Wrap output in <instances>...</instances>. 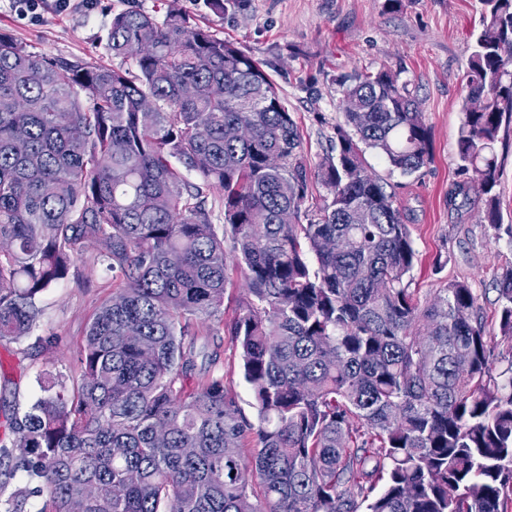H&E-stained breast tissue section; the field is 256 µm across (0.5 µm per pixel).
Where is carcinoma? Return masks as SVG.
I'll return each instance as SVG.
<instances>
[{"instance_id":"obj_1","label":"carcinoma","mask_w":512,"mask_h":512,"mask_svg":"<svg viewBox=\"0 0 512 512\" xmlns=\"http://www.w3.org/2000/svg\"><path fill=\"white\" fill-rule=\"evenodd\" d=\"M480 2L457 142L472 178L454 195L484 196L498 230L512 60L496 48L512 0ZM132 41L146 53L131 60ZM107 50L133 68L40 57L0 33V342L39 327L42 294L86 243L112 271L73 375L42 373L0 446L46 489L41 512H504L512 356L491 358L468 283L415 298L409 227L365 167L368 149L403 175L430 159L399 73L336 76L362 111L313 167L268 65L181 12L115 14ZM228 125L248 137L225 139ZM315 184L326 195L310 206ZM227 240L248 293L226 322ZM497 290L512 341V270ZM199 319L237 344L255 419L224 374L187 384Z\"/></svg>"}]
</instances>
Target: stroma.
Instances as JSON below:
<instances>
[{
	"label": "stroma",
	"mask_w": 512,
	"mask_h": 512,
	"mask_svg": "<svg viewBox=\"0 0 512 512\" xmlns=\"http://www.w3.org/2000/svg\"><path fill=\"white\" fill-rule=\"evenodd\" d=\"M136 9L164 18L176 9L198 26L236 42L268 72L300 128L310 164L331 151L336 125L344 123L338 74L370 71L380 64L400 70L417 98L429 127L432 157L410 176L391 170L385 159L367 153L368 171L387 182L410 227L417 253L409 286L429 300L448 281L474 289L494 356L512 352L498 334L499 302L495 284L512 269V132L497 146L501 163L495 193L502 230L482 220L479 198L461 202L452 194L467 181L457 160L465 75L473 51L472 32L480 27V0H404L390 10L386 0H226L223 11L204 0H72L66 11L53 4L37 21L19 19L9 0H0V32L12 35L38 55L71 61L87 57L110 62L107 33L116 13ZM103 248L86 243L66 280L41 297L36 335L0 343V423L12 412H26L41 395L43 370L69 372L96 307L112 294V274ZM220 365L229 392L247 417L254 397L239 368L231 336L221 335Z\"/></svg>",
	"instance_id": "stroma-1"
}]
</instances>
